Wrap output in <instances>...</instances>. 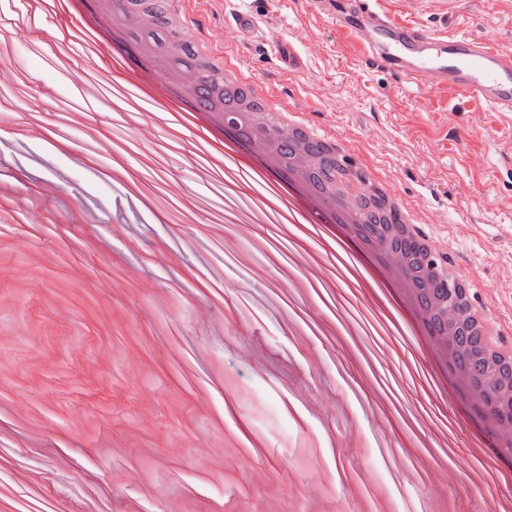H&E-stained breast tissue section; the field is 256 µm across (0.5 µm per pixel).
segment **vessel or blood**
I'll return each instance as SVG.
<instances>
[{"label": "vessel or blood", "instance_id": "vessel-or-blood-1", "mask_svg": "<svg viewBox=\"0 0 512 512\" xmlns=\"http://www.w3.org/2000/svg\"><path fill=\"white\" fill-rule=\"evenodd\" d=\"M355 6L376 20L366 51L379 67L416 87L443 84L459 99L512 108V70L501 68V51L491 39L418 31L388 12L384 0H355Z\"/></svg>", "mask_w": 512, "mask_h": 512}]
</instances>
